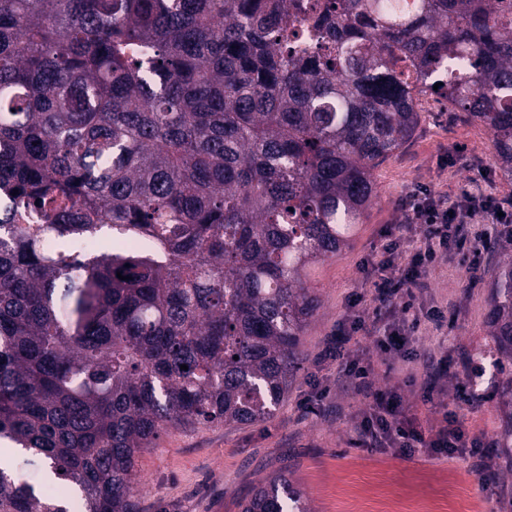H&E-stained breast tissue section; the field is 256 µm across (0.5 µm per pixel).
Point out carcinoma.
Masks as SVG:
<instances>
[{"label":"carcinoma","instance_id":"obj_1","mask_svg":"<svg viewBox=\"0 0 512 512\" xmlns=\"http://www.w3.org/2000/svg\"><path fill=\"white\" fill-rule=\"evenodd\" d=\"M419 2L0 0V441L46 466L0 512H135L165 428L270 418L433 86L512 180V0ZM490 305L512 396V259Z\"/></svg>","mask_w":512,"mask_h":512}]
</instances>
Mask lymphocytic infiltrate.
I'll use <instances>...</instances> for the list:
<instances>
[{"instance_id": "f902f5d3", "label": "lymphocytic infiltrate", "mask_w": 512, "mask_h": 512, "mask_svg": "<svg viewBox=\"0 0 512 512\" xmlns=\"http://www.w3.org/2000/svg\"><path fill=\"white\" fill-rule=\"evenodd\" d=\"M396 214L395 221L381 231L378 244L359 263L371 287L370 306L348 308L335 333L325 340L320 359L335 363L338 378L348 379L371 397L356 424V447L390 451L406 459L419 453L446 459L467 454L476 458L475 474L485 486L493 474L484 443L472 435L460 413L445 403L440 422L420 423L405 406L399 385L375 388L372 362L362 359L349 344L354 336L365 334L373 337L385 364L407 361L411 355L408 337L419 322L439 326L445 319L442 308L422 314L416 309V293L426 287L429 271L451 250L468 271H477L479 257L491 238L485 234L469 237L466 226L478 218L495 225L511 224L512 199L485 193L476 183L455 196L420 186L399 196Z\"/></svg>"}]
</instances>
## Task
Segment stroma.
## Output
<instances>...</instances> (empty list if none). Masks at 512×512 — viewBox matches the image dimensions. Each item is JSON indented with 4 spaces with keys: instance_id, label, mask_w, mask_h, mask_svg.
Listing matches in <instances>:
<instances>
[{
    "instance_id": "obj_1",
    "label": "stroma",
    "mask_w": 512,
    "mask_h": 512,
    "mask_svg": "<svg viewBox=\"0 0 512 512\" xmlns=\"http://www.w3.org/2000/svg\"><path fill=\"white\" fill-rule=\"evenodd\" d=\"M421 115L412 139L376 169L377 198L349 247L308 274L306 284L318 307L298 348L300 369L273 417L250 424L214 422L162 431L156 444L138 455L137 512H241L253 488L278 474L288 477L310 512H351L365 497L416 512L423 504L443 502L458 485L465 486L478 512H512V479L480 487L473 458L405 459L353 446L354 426L368 399L361 392L338 390L335 365L318 359L324 339L347 310L349 295L369 296L358 263L382 227L391 223L401 193L430 185L455 194L481 172L484 188L512 196V181L501 177L493 151L475 147L489 137L482 125L461 121L439 97ZM460 144L467 147L462 157L456 152ZM498 268L497 253L486 252L479 283L472 288L457 256L449 255L430 273L429 286L418 299L423 309L446 308L443 325L420 324L410 336L411 361L401 364L393 376L380 372L375 378L380 387L393 378L403 381L406 406L421 420L431 421L435 411L422 405L418 385L408 379L421 375L425 352L444 357L448 369L440 379L437 399L459 402L471 392L481 394L482 404L469 414L468 423L474 434L491 442L490 463L497 470L503 456L496 442L512 408L502 401L501 378L471 388L466 360L493 347L488 314Z\"/></svg>"
}]
</instances>
